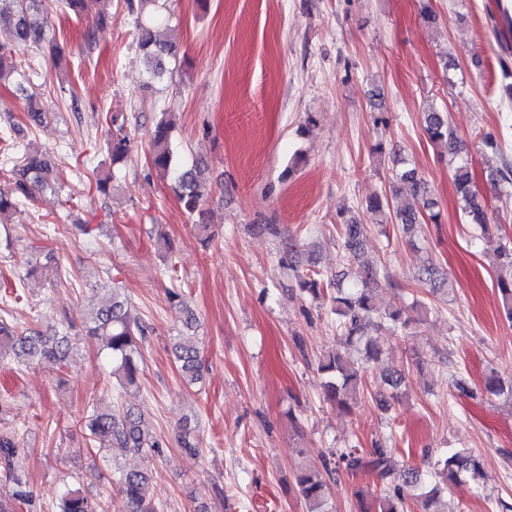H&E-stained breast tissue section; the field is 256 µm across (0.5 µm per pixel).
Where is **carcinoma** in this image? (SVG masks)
Returning a JSON list of instances; mask_svg holds the SVG:
<instances>
[{
    "instance_id": "carcinoma-1",
    "label": "carcinoma",
    "mask_w": 512,
    "mask_h": 512,
    "mask_svg": "<svg viewBox=\"0 0 512 512\" xmlns=\"http://www.w3.org/2000/svg\"><path fill=\"white\" fill-rule=\"evenodd\" d=\"M103 0H57L59 11L66 16L82 17L91 6ZM138 10L137 45L148 65L150 79L161 84L170 74L168 60L176 57V44L161 40L155 34L156 26L165 21L162 0H138L129 4ZM47 0H0V80L4 79L3 60L17 42L28 44L39 51L46 43L49 26ZM27 117L34 126L46 125L51 113L43 110L37 96L27 94ZM114 131L110 132L107 149L112 163L120 162L128 153L129 138L124 132L125 118L109 117ZM425 132L429 139L448 147L451 155L449 167L455 191L463 205L462 213L471 224L484 231L487 229L485 206L477 192L471 175L469 159L460 156L462 148L448 124V117L436 109L423 112ZM173 113L164 112L152 135V163L157 172L171 179L178 199L190 214L201 212L204 188L196 168L180 165L172 142ZM19 161L11 170L15 188L10 194L0 191V219L23 205L33 192L52 186L56 157L51 153L27 154L15 152ZM392 192L407 190L415 203L390 210L389 200L375 196L366 203V209L379 218V223L391 222L405 234H412L424 222L425 212L432 210L434 202L427 181L414 167L402 166L391 171L388 178ZM366 226L354 219L341 224L342 248L351 262L359 261ZM498 291L506 315L512 319V242L503 246L498 254ZM386 278L376 264L362 265L354 273L350 286L336 285L332 297L336 314L338 336L336 348L321 361L320 370L329 374L328 400L346 408L349 400L360 392L364 365L381 358L383 350L372 334L383 332L396 335L411 324L403 309L381 312L371 295L373 286ZM416 281L438 291L446 285L434 267H425ZM183 330L172 346L173 357L178 364L182 379L196 383L201 378V345L197 336L198 319L195 312L183 305ZM86 335L101 340V352L110 366V373L127 392L138 390V373L142 361L141 346L146 328L131 317L128 298L119 290L112 289V298L98 303L92 309ZM75 347L74 338L68 333L47 336L35 329L17 331L6 320H0V361L9 360L25 366L34 360L65 363ZM487 392L512 400V380L504 384L499 377H490L485 384ZM92 440L100 448H120L125 452L148 454L162 447L156 434L144 426L140 411L134 406L114 407L105 402L93 407L87 422ZM183 452L194 458L199 454V440L194 431L186 429L178 439ZM335 467L356 473L371 471L385 487L377 499L375 512H407L408 500L418 503L421 512H438L434 503L441 492L439 484H429L421 473L413 468H397L391 449L377 446L369 453L360 448H337L332 452ZM434 477L445 484L476 485L481 477L480 459L465 450H454L438 457L432 464ZM333 469L323 464L319 469L303 464L298 468L296 485L299 495L308 505V512H329V488L325 475ZM115 482L125 498L127 512H157V506L148 494L150 476L145 469H124L115 466ZM58 512H94V508L80 489L64 486L58 499Z\"/></svg>"
}]
</instances>
